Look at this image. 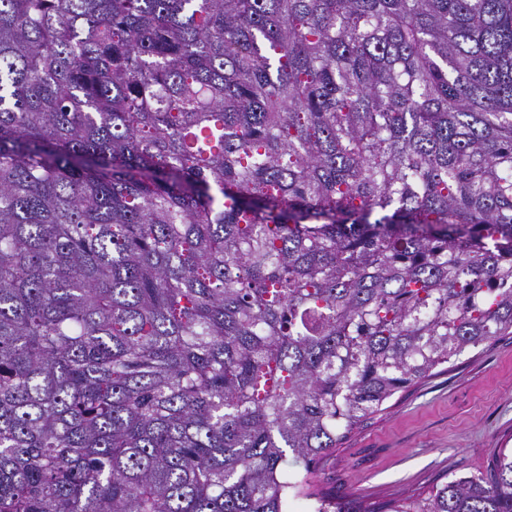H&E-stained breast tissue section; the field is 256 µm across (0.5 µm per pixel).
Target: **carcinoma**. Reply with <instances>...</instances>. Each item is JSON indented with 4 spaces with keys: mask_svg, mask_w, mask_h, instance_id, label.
<instances>
[{
    "mask_svg": "<svg viewBox=\"0 0 512 512\" xmlns=\"http://www.w3.org/2000/svg\"><path fill=\"white\" fill-rule=\"evenodd\" d=\"M511 335L512 0H0V512H512L299 479Z\"/></svg>",
    "mask_w": 512,
    "mask_h": 512,
    "instance_id": "cac0c4a2",
    "label": "carcinoma"
}]
</instances>
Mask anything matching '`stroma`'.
I'll return each instance as SVG.
<instances>
[{
    "mask_svg": "<svg viewBox=\"0 0 512 512\" xmlns=\"http://www.w3.org/2000/svg\"><path fill=\"white\" fill-rule=\"evenodd\" d=\"M503 448H512V336L466 350L397 394L311 480L344 499L384 500L486 473Z\"/></svg>",
    "mask_w": 512,
    "mask_h": 512,
    "instance_id": "obj_1",
    "label": "stroma"
}]
</instances>
